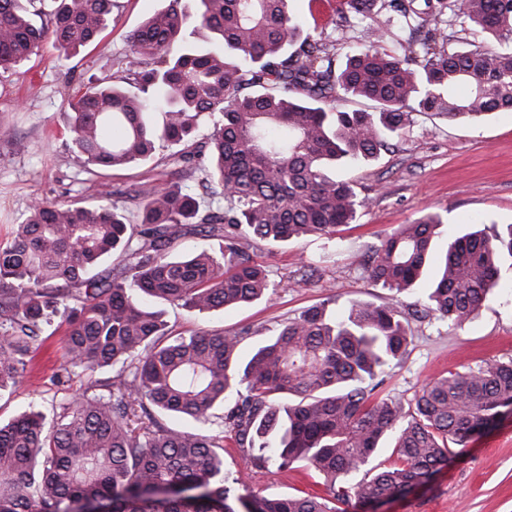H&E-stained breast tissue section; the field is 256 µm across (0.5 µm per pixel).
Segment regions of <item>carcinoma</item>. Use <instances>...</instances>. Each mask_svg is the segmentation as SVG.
I'll list each match as a JSON object with an SVG mask.
<instances>
[{
	"label": "carcinoma",
	"instance_id": "1",
	"mask_svg": "<svg viewBox=\"0 0 512 512\" xmlns=\"http://www.w3.org/2000/svg\"><path fill=\"white\" fill-rule=\"evenodd\" d=\"M292 0H182L129 35L116 83L89 81L69 101L72 151L89 173L161 160L180 181L134 190L137 221L114 187L100 203L41 201L0 245V393L22 378L42 324L61 314L63 371L117 368L109 395L83 393L52 419L30 408L0 423V512H347L430 478L472 435L512 412V357L426 384L406 406L382 395L387 370L411 342L404 308L462 328L502 287L512 224L448 238L428 292L405 303L435 247L442 219L426 212L364 253L362 273L393 293L355 299L339 316L323 305L272 329L247 360L251 335L168 331L153 303L191 310L243 307L275 288L251 243L271 247L331 236L364 200L338 164L375 161L413 112L478 119L512 111V51L445 48L447 0H345L334 40L303 37ZM475 31L512 37V0H454ZM113 0H0V70L49 42L63 61L99 41ZM368 45L336 64L350 19ZM421 38L384 43L395 29ZM207 32L203 42L193 40ZM375 111H346L342 96ZM212 121L208 153L193 149ZM211 203L199 202V189ZM203 236L219 251L175 253ZM120 252L122 263L97 271ZM223 409L220 422L214 411ZM161 416L192 419L195 430ZM253 472L303 463L322 493L268 499L238 493L224 473V433ZM390 440L399 465L374 463Z\"/></svg>",
	"mask_w": 512,
	"mask_h": 512
}]
</instances>
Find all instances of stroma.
<instances>
[{"mask_svg": "<svg viewBox=\"0 0 512 512\" xmlns=\"http://www.w3.org/2000/svg\"><path fill=\"white\" fill-rule=\"evenodd\" d=\"M165 0H115L112 23L101 42L60 66L52 44L41 46L27 64L0 72V242L10 225L20 223L39 201L95 203L103 190L178 180L176 168L153 161L120 170L88 174L69 147L68 100L89 76L111 77L129 54V34ZM304 31L335 33L340 0H295ZM336 175L356 182L367 199L355 224L335 237L310 236L271 248L256 244L275 294L248 307L199 312L162 305L163 318L175 332H240L273 328L305 307L325 304L343 313L349 301H391L389 290L363 276L361 254L386 231L412 223L422 213L443 217L435 241L470 226L493 232L512 224V111L494 112L480 121L451 120L413 113L393 148L371 164L340 166ZM317 268L319 279L302 281L303 271ZM412 334L405 361L390 370L385 392L409 403L422 387L467 367L512 357V281L485 301L478 317L464 329L449 328L434 317L409 314ZM63 332L44 326L30 354L24 377L0 395V418L36 404L46 415L83 392L99 391L113 372L74 373L61 378ZM224 469L241 476L254 493L278 498L319 490L321 476L300 465L282 471L250 472L232 440L224 442ZM380 512H512V413L470 438L427 483L384 503Z\"/></svg>", "mask_w": 512, "mask_h": 512, "instance_id": "35a3bbf8", "label": "stroma"}]
</instances>
